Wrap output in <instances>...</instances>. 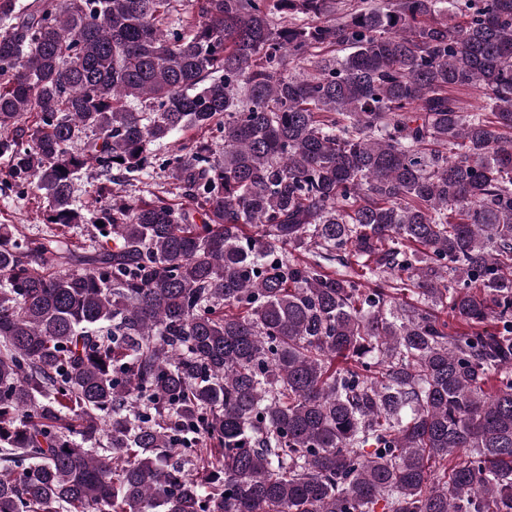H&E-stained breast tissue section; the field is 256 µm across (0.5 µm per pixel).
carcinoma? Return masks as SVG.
<instances>
[{"mask_svg": "<svg viewBox=\"0 0 512 512\" xmlns=\"http://www.w3.org/2000/svg\"><path fill=\"white\" fill-rule=\"evenodd\" d=\"M0 158V512H512V0H0ZM7 163L0 159V224H10L11 229L28 234L47 230V202L40 192L32 189H4ZM167 172H164L160 169H156L155 172L152 174V177H149L148 179L144 180V183L138 184L136 187H127L125 191L121 190H115L119 191V195L126 196L127 199L131 200H145L148 199L150 194L149 192L155 191L160 186H166L169 187L167 184L169 182ZM91 170H87L81 174V177L75 184V192L73 194L74 204L84 208V213L88 217L91 216L93 211L99 209L104 204V201L100 200L94 193L92 184L94 179L92 178Z\"/></svg>", "mask_w": 512, "mask_h": 512, "instance_id": "obj_1", "label": "carcinoma"}]
</instances>
